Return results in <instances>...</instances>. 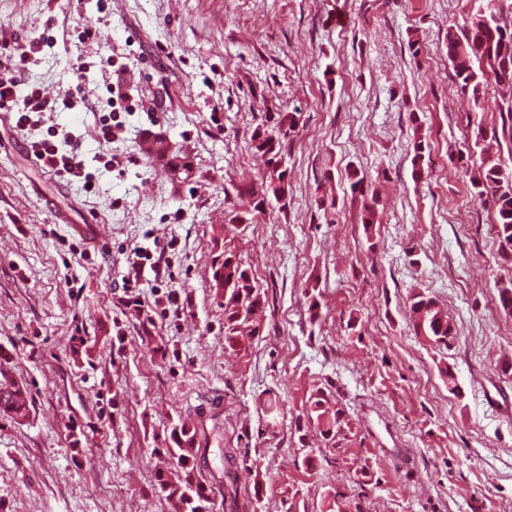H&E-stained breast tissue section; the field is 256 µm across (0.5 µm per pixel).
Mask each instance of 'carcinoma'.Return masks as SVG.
<instances>
[{
	"mask_svg": "<svg viewBox=\"0 0 512 512\" xmlns=\"http://www.w3.org/2000/svg\"><path fill=\"white\" fill-rule=\"evenodd\" d=\"M448 63L462 93L469 96L471 111L483 110L486 89L491 84L512 87V26L503 23L499 0H485V10L464 31L448 30ZM500 127L493 137L512 143V97L499 104ZM296 115L275 112L266 117V124L254 130L252 145L265 157V191L257 194L249 189L239 192L247 196L242 202L244 214L264 212L269 198L280 201L288 196V167L283 152L287 151L290 136L296 127ZM424 140L414 142L413 174L424 175ZM470 194L493 213V226L503 256L512 258V169L498 158L480 156V164L470 178ZM212 287L216 297L224 300V335L231 340L247 333H259L255 315L266 302V292L256 281L251 269L229 251L224 260L212 266ZM410 308L417 330L424 333L433 346H448L455 329L448 314L423 293L410 298ZM30 401L27 387L15 379L0 359V416L17 422L29 418ZM343 412L332 409L327 393L319 389L310 398L307 410L308 427L326 440L335 437L334 428L340 424ZM173 447L166 449L172 468L156 474V489L175 503L178 512H214L211 499V480L197 473L199 466L197 428L184 420L171 430Z\"/></svg>",
	"mask_w": 512,
	"mask_h": 512,
	"instance_id": "obj_1",
	"label": "carcinoma"
}]
</instances>
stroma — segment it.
<instances>
[{"instance_id": "stroma-1", "label": "stroma", "mask_w": 512, "mask_h": 512, "mask_svg": "<svg viewBox=\"0 0 512 512\" xmlns=\"http://www.w3.org/2000/svg\"><path fill=\"white\" fill-rule=\"evenodd\" d=\"M469 18V0H0L19 44L51 40L26 82L81 98L28 132L0 114V352L32 401L25 423L0 417V512H175L153 476L180 419L216 506L225 452H246L235 512H327L337 491L363 512H512V260L469 192L474 125L499 126V95L469 121L448 63V28ZM270 112L298 116L288 197L237 223ZM60 128L91 185L35 165L31 143ZM148 132L183 169L144 156ZM351 168L377 192L369 233ZM139 246L163 247L171 272L144 280L140 314L116 289ZM227 249L268 290L259 335L224 336L211 264ZM417 292L452 319L449 347L416 330ZM320 388L343 420L334 445L304 446Z\"/></svg>"}]
</instances>
